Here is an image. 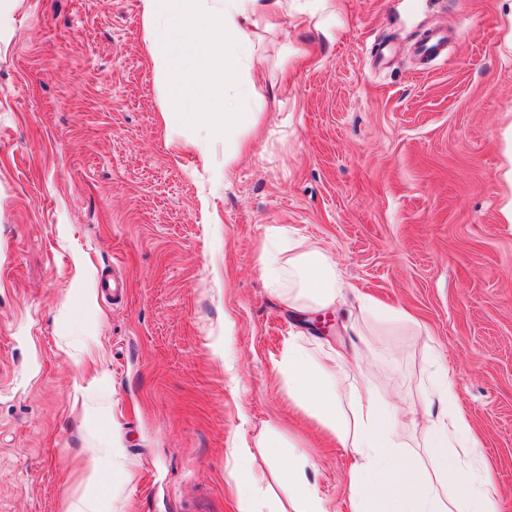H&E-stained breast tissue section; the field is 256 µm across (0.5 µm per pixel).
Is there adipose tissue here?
<instances>
[{
    "mask_svg": "<svg viewBox=\"0 0 512 512\" xmlns=\"http://www.w3.org/2000/svg\"><path fill=\"white\" fill-rule=\"evenodd\" d=\"M198 2L143 0L146 52L153 67L173 83L196 86L191 111L210 131L252 126L255 114L236 93L239 73L233 58L249 47L264 0H221L207 14ZM263 270L269 288L291 307L326 308L346 297L347 284L334 259L284 236L266 247ZM277 371L287 378L291 398L336 442L353 450L351 512H497L485 478L461 473L463 463L476 461L479 443L447 368H437L428 378L423 413L429 427L422 454L404 463L399 460L398 408L375 387L358 349L331 348L319 359L292 341ZM256 450L274 462L272 476L287 486L292 512H329L304 458L287 456L272 424L256 446L238 451V512H259L262 481L248 466ZM424 457L433 462V470L421 469Z\"/></svg>",
    "mask_w": 512,
    "mask_h": 512,
    "instance_id": "ef3b65f1",
    "label": "adipose tissue"
}]
</instances>
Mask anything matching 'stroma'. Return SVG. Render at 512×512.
<instances>
[{"label": "stroma", "instance_id": "35a3bbf8", "mask_svg": "<svg viewBox=\"0 0 512 512\" xmlns=\"http://www.w3.org/2000/svg\"><path fill=\"white\" fill-rule=\"evenodd\" d=\"M144 37L142 0H0V512H62L109 439L102 512H236L270 423L350 512L351 449L276 370L292 338L356 345L405 415L442 363L512 512V0H290L256 19L258 122L227 138L168 109ZM280 228L345 305L271 295Z\"/></svg>", "mask_w": 512, "mask_h": 512}]
</instances>
